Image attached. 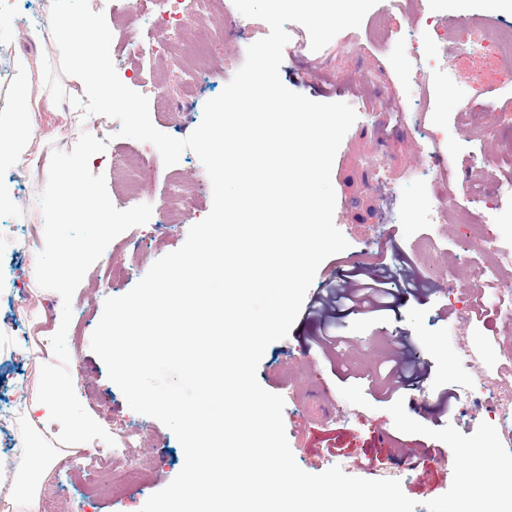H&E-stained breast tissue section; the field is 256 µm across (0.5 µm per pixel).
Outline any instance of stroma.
Instances as JSON below:
<instances>
[{
  "label": "stroma",
  "mask_w": 512,
  "mask_h": 512,
  "mask_svg": "<svg viewBox=\"0 0 512 512\" xmlns=\"http://www.w3.org/2000/svg\"><path fill=\"white\" fill-rule=\"evenodd\" d=\"M11 24L0 34V52L30 53L28 0H12ZM489 30L512 27V11L481 8L454 14L439 0H425L415 11L410 0H379L360 27L336 35L322 50L312 51L306 29L286 24L290 41L283 50L280 77L290 90L318 102H345L357 113L335 155L331 182L336 197L334 223L349 243L320 265L312 283L323 287L348 263H394V250L411 260L412 272L429 292L404 298L398 313L357 315L338 320L342 336L334 358L313 344L315 321L297 317L284 339L271 343L259 364L263 388L280 393L293 381L301 395L286 399L283 419L294 458L304 471L319 474L340 466L350 476L365 477L363 454H378L376 478L399 480L414 500V512H450L465 490V471L474 454L485 455L492 473L512 469V403H504L492 382L512 385V309L503 305L491 283L512 279V265L499 264L481 242L496 239L512 251V62L479 53L465 38L468 24ZM262 20L243 16L233 0H222L208 17L188 31L187 41H168L161 55L132 57L119 49L111 56L120 80L134 91L155 80L168 86L176 116L150 103L153 125L176 138L187 137L201 122L207 100L221 93L242 67L249 45L267 36ZM208 43L213 54L203 67L168 68L171 55L187 42ZM47 93L61 108L44 113L31 154L17 168L0 172L15 191L19 211L0 212V225L15 228L13 242L0 240V411L12 409L19 392L37 393L43 363L31 362V346L50 344L59 328L62 300L53 291L35 289V276L24 242L36 238L44 223L39 198L58 126L75 144L81 132L67 111L78 86L48 57ZM407 115L403 125L387 122L392 108ZM142 144L115 138L93 155L89 167L104 175L113 190L127 160L144 159L142 186L133 197L114 195L122 210L148 203L152 218L127 230L106 248L86 273L73 297V322L67 333L68 370L75 382L72 411L91 420L85 450H135L142 482L126 483L113 472L112 495L91 497L73 473L51 478L68 503L67 512H140L146 500L164 489L184 463L174 434L158 420L131 410L112 383L101 359L90 348L106 298L119 296L147 273L152 264L179 249L190 227L212 207L208 174L192 151L177 164L164 166L159 152L145 156ZM198 183L195 202L176 223L159 227L161 212L176 182ZM431 249H423V242ZM119 270L105 281L107 268ZM37 329V341L24 342L20 329ZM409 344L413 356L428 367L424 387L402 391L384 401L370 382L388 355ZM466 352H459V345ZM456 397L441 408L445 391ZM335 408L339 420L324 428L316 414ZM340 455H327L328 443ZM450 454L447 473L422 470L406 454L418 444Z\"/></svg>",
  "instance_id": "1"
}]
</instances>
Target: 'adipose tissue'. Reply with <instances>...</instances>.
Returning <instances> with one entry per match:
<instances>
[{"label":"adipose tissue","mask_w":512,"mask_h":512,"mask_svg":"<svg viewBox=\"0 0 512 512\" xmlns=\"http://www.w3.org/2000/svg\"><path fill=\"white\" fill-rule=\"evenodd\" d=\"M57 13L49 29L32 28L27 32L36 52L19 55L16 61L14 92L11 105L0 111V128H9L8 138L0 137V171L17 167L29 153L39 128L40 111L53 112L55 100L45 92L41 54L44 47L58 53V59L79 85L81 96L96 103L106 99L119 100V93L107 90L110 75L108 53L98 38L96 23L85 14L74 11L70 0H51ZM73 387L68 375L47 367L39 391L24 402V413L31 426L59 424L63 429L61 442L69 449L82 447L84 436L92 430L90 420L71 411ZM48 471V455L41 449H30L26 464L19 468L11 483H0V497L14 512H38L37 479Z\"/></svg>","instance_id":"adipose-tissue-1"}]
</instances>
